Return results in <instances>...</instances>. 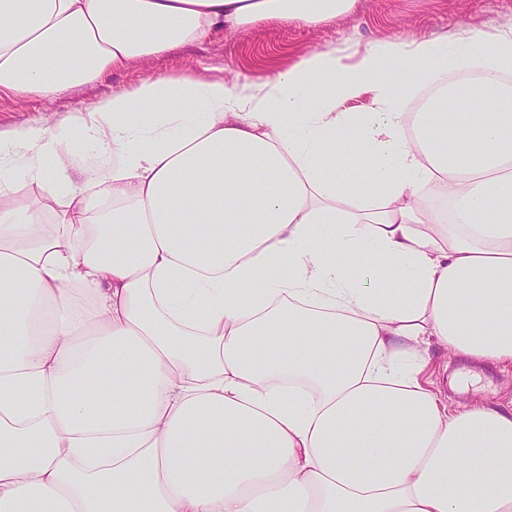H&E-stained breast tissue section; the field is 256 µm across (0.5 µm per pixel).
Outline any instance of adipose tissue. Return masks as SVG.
<instances>
[{
  "label": "adipose tissue",
  "instance_id": "1",
  "mask_svg": "<svg viewBox=\"0 0 512 512\" xmlns=\"http://www.w3.org/2000/svg\"><path fill=\"white\" fill-rule=\"evenodd\" d=\"M353 3L0 0V93ZM509 72L462 28L0 130V512H512V406L423 378L512 363Z\"/></svg>",
  "mask_w": 512,
  "mask_h": 512
}]
</instances>
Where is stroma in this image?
Returning a JSON list of instances; mask_svg holds the SVG:
<instances>
[{
	"mask_svg": "<svg viewBox=\"0 0 512 512\" xmlns=\"http://www.w3.org/2000/svg\"><path fill=\"white\" fill-rule=\"evenodd\" d=\"M494 30L512 27V0H356L352 11L318 27L288 22H260L221 29L198 45L178 47L94 84L70 87L56 98L66 110L92 103L112 91L129 88L154 72H209L227 79L238 75L260 80L286 69L299 55L333 43L354 50L407 33L435 38L456 27ZM461 378L451 401L480 397L490 403L512 400V368L491 369L480 377L468 374L467 363L456 365Z\"/></svg>",
	"mask_w": 512,
	"mask_h": 512,
	"instance_id": "1",
	"label": "stroma"
}]
</instances>
